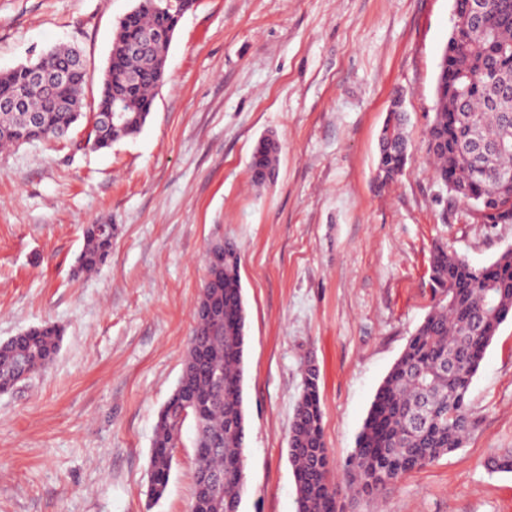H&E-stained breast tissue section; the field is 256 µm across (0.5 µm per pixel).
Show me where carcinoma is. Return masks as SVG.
<instances>
[{
  "label": "carcinoma",
  "instance_id": "obj_1",
  "mask_svg": "<svg viewBox=\"0 0 512 512\" xmlns=\"http://www.w3.org/2000/svg\"><path fill=\"white\" fill-rule=\"evenodd\" d=\"M187 12L192 0H174ZM176 9V10H178ZM167 0H139L131 14L115 28L110 55L114 82L101 84L94 110L103 112L112 99L126 97L127 121L122 129L88 141L102 149L138 134L151 113L155 93L166 80L167 48L148 45L138 56L126 44L153 27L176 21ZM459 41L439 70L436 90L457 87L454 94L436 97L426 147L435 165L438 186L448 203H481L479 211L464 212L469 224H496L498 205L512 199L499 178H512V0H454ZM75 48L53 49L52 64L72 65ZM134 71L137 82L125 84L122 74ZM89 80L79 68L64 85L48 80L29 89L28 109L41 113L43 122L30 125L23 112H0V147L22 142L58 139L82 115L83 89ZM21 68L0 72V97L22 88ZM404 112H391L380 136L378 170L381 183L398 176L407 161ZM252 167V180L263 185L274 178L278 153L263 151ZM112 253V225L87 224L77 272L90 274ZM433 273L434 304L409 338L401 355L378 388L362 430L356 439L345 480L330 478V455L322 430L319 374L303 369V389L289 430V455L296 481L297 512H336L337 497L368 498L379 502L407 473L422 469L462 447L471 426L468 394L484 354L502 323L512 316V249L493 262L476 267L441 245L429 258ZM224 298V328L197 321L190 337L177 385L160 409L150 455V482L154 498L166 491L172 459L182 447L177 425L179 408L200 400L194 421V448L208 452L194 472L193 512H227L241 498L247 432L243 400V355L246 309L242 293L240 247L224 240V281L217 288L201 285L196 313L215 294ZM61 329L54 323L31 328L0 344V391L12 388L24 372L48 366L60 350ZM486 467L512 472V451L490 457ZM224 473V495L205 486L204 471Z\"/></svg>",
  "mask_w": 512,
  "mask_h": 512
}]
</instances>
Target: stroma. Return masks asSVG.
Returning <instances> with one entry per match:
<instances>
[{
    "instance_id": "stroma-1",
    "label": "stroma",
    "mask_w": 512,
    "mask_h": 512,
    "mask_svg": "<svg viewBox=\"0 0 512 512\" xmlns=\"http://www.w3.org/2000/svg\"><path fill=\"white\" fill-rule=\"evenodd\" d=\"M137 0H0V71L77 45L97 101L115 25ZM453 0H196L136 136L0 152V341L52 322L54 362L0 393V512H189L195 450L178 448L150 503L157 414L181 374L205 253L241 248L247 487L239 512H297L288 435L301 367L319 371L332 475L343 478L374 395L433 304L434 245L488 264L512 224H467L433 177L425 132ZM408 117L401 176L378 185L394 98ZM281 145L256 187L259 138ZM112 254L74 277L86 224ZM463 447L406 474L382 505L341 512H512V319L469 392Z\"/></svg>"
}]
</instances>
